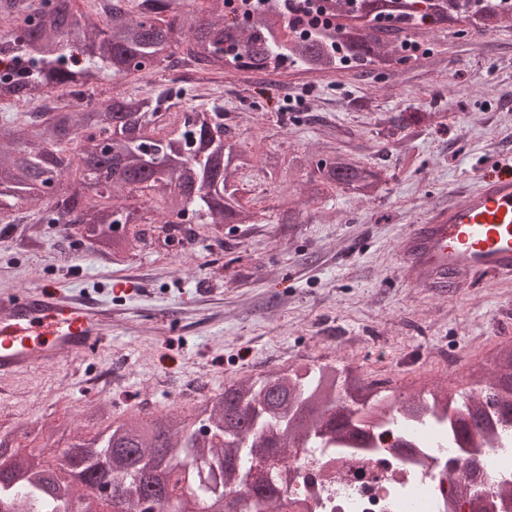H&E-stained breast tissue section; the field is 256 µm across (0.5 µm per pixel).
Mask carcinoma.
<instances>
[{"mask_svg": "<svg viewBox=\"0 0 512 512\" xmlns=\"http://www.w3.org/2000/svg\"><path fill=\"white\" fill-rule=\"evenodd\" d=\"M76 0H0V16L19 21L16 32L0 37V100L59 103L0 124V214L16 206H40L29 225L40 235L43 224L87 225L86 239L104 254L128 251L146 236L141 224H160L165 241L175 233L193 240L210 224H253L257 212L243 204L237 175L256 166L246 144L233 140L224 113L203 104L186 108L194 120L180 123L183 90L160 88L150 98L97 97L103 73L138 79L156 73L167 59L182 61L218 77L239 72L280 76L314 72L317 78L378 76L396 61L429 53L433 42L417 31L449 20L467 31L485 34L502 17L512 18V0H295L283 11L279 0L246 27L224 15V0H93L94 12H78ZM395 4V13L385 11ZM355 14L373 19L352 30L331 24L332 17ZM347 54H336V42ZM86 99L80 110L64 102ZM423 112H402L390 120L387 140L401 145L406 130L425 121ZM288 167L308 176L309 199L343 191L370 196L385 182L384 170L351 154L318 161L303 151ZM191 211L197 228L179 218ZM120 215L131 233H112ZM465 392L438 389L391 403L375 399L378 380L365 381L351 368L333 363L278 368L253 382H234L198 402L194 418L176 414L117 419L107 403L88 407L87 424L98 431L68 442L60 426L28 419L12 422L0 435V504L7 512H100L87 489L105 484L125 506L140 512L142 502L158 503V512H177L137 474L167 473L182 489L206 503L237 495L250 461L277 465L293 449L334 448L361 441L365 424L417 419L419 429L438 448H465L477 438L510 449L508 437L489 436L490 416L512 429V348L496 354L491 373L470 371ZM42 436L44 446L62 449L59 463L36 453L12 450L13 436ZM248 497L255 512H276L278 480H254Z\"/></svg>", "mask_w": 512, "mask_h": 512, "instance_id": "1", "label": "carcinoma"}]
</instances>
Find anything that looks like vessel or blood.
Listing matches in <instances>:
<instances>
[{
  "label": "vessel or blood",
  "mask_w": 512,
  "mask_h": 512,
  "mask_svg": "<svg viewBox=\"0 0 512 512\" xmlns=\"http://www.w3.org/2000/svg\"><path fill=\"white\" fill-rule=\"evenodd\" d=\"M414 282L447 288L453 277L512 276V173L482 175L474 188L432 207L399 252ZM112 337V306L50 288L0 298V378L99 351Z\"/></svg>",
  "instance_id": "vessel-or-blood-1"
}]
</instances>
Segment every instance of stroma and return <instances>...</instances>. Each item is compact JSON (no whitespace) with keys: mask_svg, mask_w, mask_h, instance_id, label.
<instances>
[{"mask_svg":"<svg viewBox=\"0 0 512 512\" xmlns=\"http://www.w3.org/2000/svg\"><path fill=\"white\" fill-rule=\"evenodd\" d=\"M437 27L435 54L378 80L305 86L255 74L212 82L184 67L142 80L103 77L100 91L145 97L173 74L257 154L308 150L316 159L351 153L384 168L377 197L339 192L308 200L304 174L261 168L242 179L259 224H213L191 247L134 245L124 256L81 237L48 232L33 243L21 224L0 223V295L43 287L112 305L107 350L5 381L0 424L34 416L84 428V409L111 400L116 415L191 414L202 396L277 366L347 365L387 380L388 395L452 387L471 365L512 346V280L475 277L448 291L408 283L398 253L410 226L478 173L512 166V27L461 36ZM402 112L431 118L404 153L382 135ZM301 203L279 221L282 198ZM135 292L116 294L118 280Z\"/></svg>","mask_w":512,"mask_h":512,"instance_id":"1","label":"stroma"}]
</instances>
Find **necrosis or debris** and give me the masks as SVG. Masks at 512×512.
I'll return each mask as SVG.
<instances>
[{
  "label": "necrosis or debris",
  "mask_w": 512,
  "mask_h": 512,
  "mask_svg": "<svg viewBox=\"0 0 512 512\" xmlns=\"http://www.w3.org/2000/svg\"><path fill=\"white\" fill-rule=\"evenodd\" d=\"M389 425L364 445L294 455L281 468L282 512H470L448 482L465 458L485 460L484 483H512V458L496 448H435L423 438L409 453L396 448Z\"/></svg>",
  "instance_id": "4bbe7bcc"
}]
</instances>
